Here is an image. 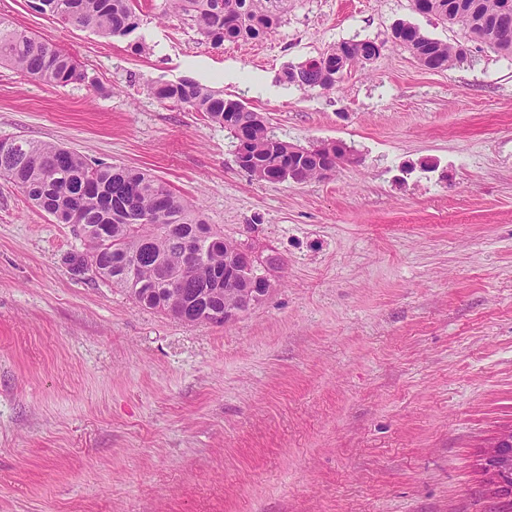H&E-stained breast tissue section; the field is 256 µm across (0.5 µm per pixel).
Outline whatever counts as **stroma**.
I'll return each instance as SVG.
<instances>
[{"label":"stroma","instance_id":"1","mask_svg":"<svg viewBox=\"0 0 512 512\" xmlns=\"http://www.w3.org/2000/svg\"><path fill=\"white\" fill-rule=\"evenodd\" d=\"M139 2V28L105 38L0 0L89 77L0 65V137L163 180L276 254V286L228 325L141 307L72 274L71 225L0 178V512H498L483 459L512 430V55L465 41V62L422 66L397 23L464 39L411 0H290L274 33L218 48ZM352 39L383 49L336 89L283 83ZM183 79L354 158L256 180L223 126L155 97Z\"/></svg>","mask_w":512,"mask_h":512}]
</instances>
